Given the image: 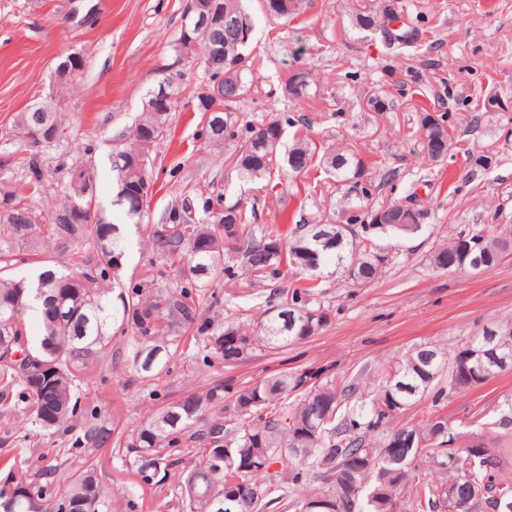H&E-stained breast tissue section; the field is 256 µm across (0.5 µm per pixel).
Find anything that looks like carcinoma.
<instances>
[{
    "mask_svg": "<svg viewBox=\"0 0 512 512\" xmlns=\"http://www.w3.org/2000/svg\"><path fill=\"white\" fill-rule=\"evenodd\" d=\"M222 12L210 26L181 28L172 58L191 57V44L210 46L203 64V88L215 94L197 96L198 108L222 111L208 116L202 136L208 146L221 148L236 136L240 105L251 93L254 78L248 49L255 21L243 0H217ZM306 0H259L266 18L288 20L303 10ZM352 30L372 32L379 26L375 8L349 4ZM82 66L69 57L57 66L58 84L66 90ZM295 103L309 98L306 71H295L284 82ZM171 108L143 106L135 125L119 135L115 154L122 167H112L116 190L112 206L129 220H141L147 202L125 194V186L148 182L155 146L167 131ZM422 150L434 161L448 157L452 145L447 115L422 110ZM63 115L52 105L21 112L11 130L14 142L28 145L38 132L57 134ZM279 119L249 128V136L229 157L239 181L251 184L271 176L275 169L291 175L309 170L318 148L306 138L284 145ZM322 167L342 190L341 224H298L286 235L278 227L255 225L242 199L224 204L216 223L191 215L193 203L185 199L165 211L153 238L162 251L184 260L182 282L165 290L145 281L111 297L124 270L127 241L119 225L109 221L104 208H95V175L88 167L68 172L64 199L41 222L20 204L15 185L0 176V264L8 268L23 246L38 250L53 240L79 242L94 250L99 262L68 272L46 269L27 277L0 276V409L10 408L15 390L26 400L25 421L34 428L69 430L76 416L78 386L110 354L112 330L132 333L133 363L149 377L175 355L179 340L174 329L196 324L197 339L209 351L208 359L226 366L247 359L258 349H279L304 342L323 331L331 312L320 300L321 272L331 266L357 286L375 281L390 264L389 255L374 242L378 234H414L422 224H402L404 209L396 202L370 206L371 189L363 178L366 166L357 150H324ZM30 189L44 181L40 152L23 160ZM78 203L80 208L73 207ZM512 254V238L494 224L461 229L431 256L433 267L450 273L471 268L474 261L492 269ZM287 265L303 275V286L270 297L269 308L254 325L226 324L197 315L202 291L217 275L237 280L228 304L250 299L257 288L283 275ZM42 304L40 334L32 339L29 311ZM493 339L498 352L511 357L495 374L512 370V322L482 328L450 354L433 346L417 347L389 363L373 377L345 382L333 367L321 365L268 375L236 388L218 384L171 402L134 426L122 447L141 463L145 480L150 469L176 471L173 498L177 512H267L280 498L268 497L274 482L288 478L297 512H317L313 505L329 500L341 512H398L403 500L424 504L430 512H512V407L492 422L474 423L458 430L439 411L448 397L485 382L470 354ZM27 351L35 358L18 370L1 357ZM372 388L370 398L356 405L346 399ZM423 400L431 401L422 418L393 424ZM223 406L222 419L209 418ZM107 430L86 426L77 441L100 446ZM196 442L201 460L183 465L187 442ZM313 460L329 484L326 493L310 487L303 464ZM435 474L428 480L423 473ZM11 487L22 488L36 500L38 512H112V488L94 470H66L57 481L63 491L49 498L25 465L13 464Z\"/></svg>",
    "mask_w": 512,
    "mask_h": 512,
    "instance_id": "carcinoma-1",
    "label": "carcinoma"
}]
</instances>
